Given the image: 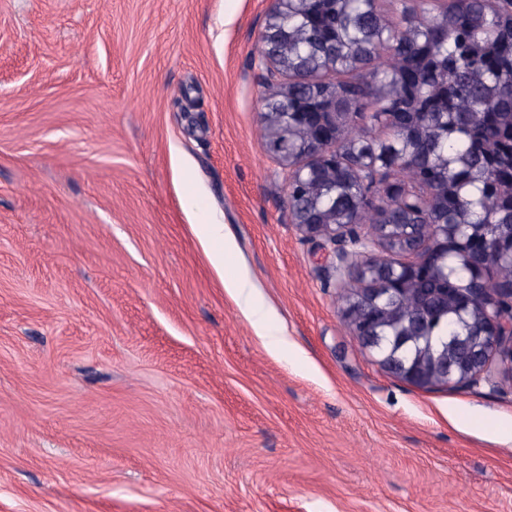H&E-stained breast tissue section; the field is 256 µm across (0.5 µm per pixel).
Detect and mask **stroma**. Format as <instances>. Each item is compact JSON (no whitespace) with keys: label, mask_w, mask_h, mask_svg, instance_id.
<instances>
[{"label":"stroma","mask_w":512,"mask_h":512,"mask_svg":"<svg viewBox=\"0 0 512 512\" xmlns=\"http://www.w3.org/2000/svg\"><path fill=\"white\" fill-rule=\"evenodd\" d=\"M274 7L0 0V512H512V365L385 369L293 222L258 137ZM196 232L200 239L215 245L209 254V260L216 269H223L226 246L228 247L223 224H197ZM228 288L240 302L243 313L252 321L257 337L268 352L278 355L288 350L290 346L288 337L268 324L267 314L258 315L260 311L249 279L238 276L229 283ZM255 315H258L257 318L252 320Z\"/></svg>","instance_id":"1"}]
</instances>
